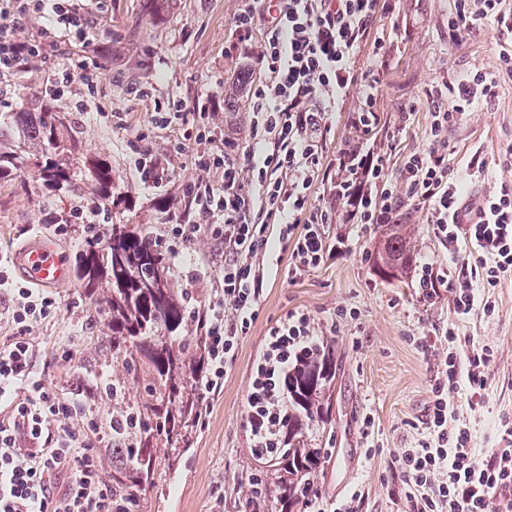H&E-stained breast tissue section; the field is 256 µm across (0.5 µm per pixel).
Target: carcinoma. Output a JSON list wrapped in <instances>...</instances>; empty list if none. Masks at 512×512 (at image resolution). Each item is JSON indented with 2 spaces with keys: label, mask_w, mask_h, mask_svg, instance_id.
<instances>
[{
  "label": "carcinoma",
  "mask_w": 512,
  "mask_h": 512,
  "mask_svg": "<svg viewBox=\"0 0 512 512\" xmlns=\"http://www.w3.org/2000/svg\"><path fill=\"white\" fill-rule=\"evenodd\" d=\"M19 116L36 154L31 158L18 154L4 143L0 131V179L19 176L31 160L34 176L45 191L71 186L69 155L78 151V141L72 137L64 141L60 132L73 127L72 114L46 105ZM84 165L100 200L115 202V183L107 163L89 156ZM408 256L406 237L396 224L378 251L377 267L392 278ZM75 273L87 297L94 296L102 282L110 284L108 342L112 358L126 363L125 374L112 377V385L105 388L116 419L109 431L112 512H140L142 496L155 486L160 466L157 450L172 449L166 458V467L172 470L195 432L202 404L194 380L203 371L204 337L198 330L193 336L182 335L185 327L197 326L198 319L187 313L186 296L171 288L169 264L154 248L146 228L136 232L127 224L109 225L106 245L81 253ZM141 373L152 379L153 394L147 400L130 397V380ZM335 375L336 359L330 351L303 359L288 370V439L269 459L276 474L278 512H297L300 497L325 459L322 449L304 442L303 428L307 421L328 420L324 397Z\"/></svg>",
  "instance_id": "carcinoma-1"
}]
</instances>
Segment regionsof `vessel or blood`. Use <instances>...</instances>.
<instances>
[{
    "label": "vessel or blood",
    "instance_id": "b4317fda",
    "mask_svg": "<svg viewBox=\"0 0 512 512\" xmlns=\"http://www.w3.org/2000/svg\"><path fill=\"white\" fill-rule=\"evenodd\" d=\"M23 277L41 288L56 289L70 277V265L64 253L46 236H37L15 257Z\"/></svg>",
    "mask_w": 512,
    "mask_h": 512
}]
</instances>
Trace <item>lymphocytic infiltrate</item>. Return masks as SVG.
I'll use <instances>...</instances> for the list:
<instances>
[{
	"label": "lymphocytic infiltrate",
	"mask_w": 512,
	"mask_h": 512,
	"mask_svg": "<svg viewBox=\"0 0 512 512\" xmlns=\"http://www.w3.org/2000/svg\"><path fill=\"white\" fill-rule=\"evenodd\" d=\"M98 0H0V78L28 72L37 57L58 52L94 20ZM394 0H247L232 27L235 49L246 52L261 73L251 90L247 144L228 138L219 152L195 159L204 178L183 191L186 211L198 222L164 225L169 257L202 239L220 256L189 267L191 283L211 282L200 302L207 368L195 380L201 402L223 384L237 359L242 336L258 316L266 279L264 257L271 237L288 250V278L319 269L350 252L353 224H397L409 206L424 210L436 237L451 256L478 257L484 287H497L512 273V182L467 202L464 180L448 164V131L480 100L496 97L512 82V44L498 52L496 74L478 71L459 80L449 107H434L426 146L402 157L398 177L389 174L387 152L366 149L381 117L380 77L355 66L356 53L371 46L379 16L392 14ZM46 18L38 39L22 36L32 15ZM512 33V15L501 0H454L453 37L474 22ZM362 100L350 117L353 134L338 146L327 135L335 112L352 86ZM421 295L433 302L452 283L457 319L475 311L492 315L495 305L471 281L422 261ZM0 297L7 303L11 334L0 346V512H112V487L104 473L111 443L96 415L77 395L59 393L35 366L32 330L61 312L57 296L10 280L0 269ZM436 354L426 434L403 449L396 463L409 512H512V428L507 448L479 455L471 433L450 398L460 383L482 390L493 359L489 346L463 349L446 328ZM322 347L313 317L287 312L269 329V341L251 375L246 399L250 452L263 457L279 448L288 424L283 383L300 355ZM25 399H17L18 391Z\"/></svg>",
	"instance_id": "f902f5d3"
}]
</instances>
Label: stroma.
<instances>
[{"label":"stroma","instance_id":"stroma-1","mask_svg":"<svg viewBox=\"0 0 512 512\" xmlns=\"http://www.w3.org/2000/svg\"><path fill=\"white\" fill-rule=\"evenodd\" d=\"M242 6V0H163L155 9L149 0H103L88 42L74 40V47L102 57L103 68L96 86L73 80L53 105L74 113L80 155L98 157L111 167L116 191L123 198L112 210L113 220L135 228L146 224L159 232L170 214L180 209L184 184L199 175L192 156L212 151L214 139L245 137L249 102L235 79L253 64L230 49L231 22ZM452 9L453 0H396L393 15L377 21V34L386 43L385 57L376 59L363 51L356 59L357 66L382 72L378 107L386 126L372 136L371 147L386 149L387 125L413 104L417 110L399 137L396 153L422 149L431 122L429 90L476 70H495L494 30L478 22L468 34L454 38L448 30ZM69 65L70 53L65 50L32 62L30 74L23 78L0 80V115L13 118V145H28L23 126L14 121L16 114L35 110L49 81ZM138 88L150 89V96L136 97ZM209 96L228 102L213 121V141L188 140L187 154L173 156L161 187L144 186L135 170L134 138L148 135L155 150H168L170 140L183 137L187 130L175 111H192ZM158 106L173 117L164 130L150 123ZM510 143L512 84L507 83L496 98L476 103L448 132V162L469 181L472 197L512 181V157L499 152ZM481 160L487 163L482 171L477 168ZM73 169L71 188L54 194L42 192L27 171L19 178L0 180V254L11 255L30 243L49 213L97 206L83 165L74 164ZM405 222L414 260L425 258L448 267V252L423 211L407 209ZM385 231L379 224L354 229L350 254L294 281L286 276L288 253L279 243L271 244L280 273L264 286L258 317L240 341L236 363L223 391L211 402L206 425L197 430L163 488L147 491L145 512H243L254 482L270 481L265 460L248 451L246 397L269 328L291 310L314 316L325 346L336 356L329 420L312 423L306 430L312 447L328 451L312 479L311 492L339 501L359 494L357 512H405L394 458L401 449L415 447L422 436L434 376L429 347L451 325L462 347L494 349L486 389L476 395L463 389L453 399L469 422L478 452L502 447V427L512 424V275L484 291L496 305L493 316L478 310L456 319L449 297L434 304L421 299L415 270L396 279L379 272L376 253ZM99 292V298H87L77 279H70L55 291L63 304L61 315L36 327L33 335L39 343L73 340L71 362L64 364L41 352L37 366L62 392L81 393L87 406L108 415L112 402L100 392L99 379L121 373L122 366L113 362L107 343L110 330L103 296L108 289L103 286ZM350 310L356 311V318H347Z\"/></svg>","mask_w":512,"mask_h":512}]
</instances>
